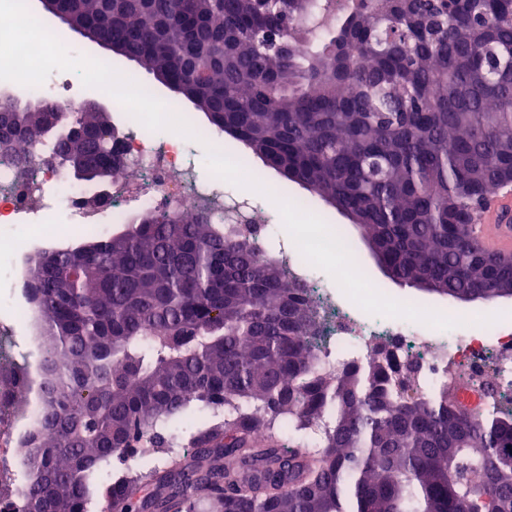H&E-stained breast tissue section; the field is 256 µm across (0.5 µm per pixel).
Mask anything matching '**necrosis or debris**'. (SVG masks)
I'll use <instances>...</instances> for the list:
<instances>
[{
  "instance_id": "obj_1",
  "label": "necrosis or debris",
  "mask_w": 512,
  "mask_h": 512,
  "mask_svg": "<svg viewBox=\"0 0 512 512\" xmlns=\"http://www.w3.org/2000/svg\"><path fill=\"white\" fill-rule=\"evenodd\" d=\"M10 2L9 11L0 13V68L27 76L23 93L28 101L52 97L78 110L81 102L70 97L69 86L72 77L83 74V55L74 50L61 53L60 37L35 26L25 0ZM99 74L117 117L138 112L144 118L142 125L120 127L135 179L118 178L109 187L93 191L62 169L39 162L26 179H18L14 167L0 159V225L10 227L9 233H0V253L18 252L27 241L42 237L44 226L60 210L76 215L92 231L125 223L135 212L171 208L186 214L207 209L217 224L234 223L241 214L250 223H259L254 205L224 192L226 179L236 173V156L221 136L213 134L203 142L206 156L220 160L221 165L209 178L200 179L185 153V131L155 138L144 126L152 118L145 98L115 91L117 79L111 68H101ZM347 247V240L330 229L307 224L297 245L282 251L292 276L305 281L321 317L323 360L332 365L342 358L357 360L383 343L393 366L413 363L419 386L447 391L470 412L493 409L503 396H512V336L498 329L500 313L469 311L470 334L452 343L448 340L451 315L432 303H405L381 291L369 275L352 266L344 269L343 277L346 287L356 290L358 303L356 309H344L335 294L312 280L310 271L316 261L336 257ZM28 387V380L21 376L0 383V462L15 464L21 454L30 414L12 408L11 403L25 395Z\"/></svg>"
}]
</instances>
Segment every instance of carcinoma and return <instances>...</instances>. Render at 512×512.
Segmentation results:
<instances>
[{
    "instance_id": "obj_1",
    "label": "carcinoma",
    "mask_w": 512,
    "mask_h": 512,
    "mask_svg": "<svg viewBox=\"0 0 512 512\" xmlns=\"http://www.w3.org/2000/svg\"><path fill=\"white\" fill-rule=\"evenodd\" d=\"M67 24L154 73L210 123L358 227L399 286L512 300V264L471 236L512 183V0H61ZM300 43L305 53L296 52ZM0 114L23 172L51 146L127 172L110 113ZM208 213L129 219L26 259L41 322L45 438L27 432L15 512H512V412L474 416L374 349L326 365L306 285ZM193 405L228 417L163 467L101 474ZM246 433H263L247 442Z\"/></svg>"
}]
</instances>
